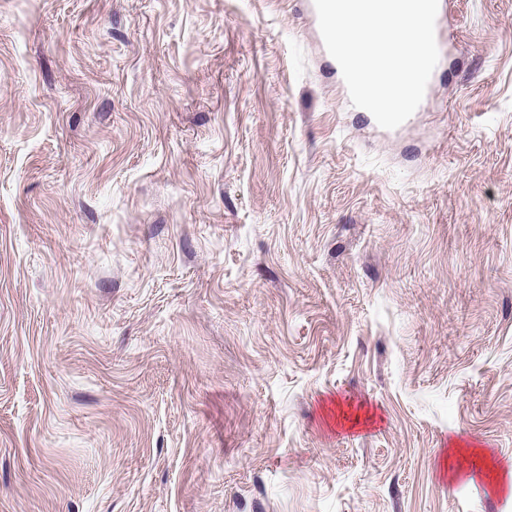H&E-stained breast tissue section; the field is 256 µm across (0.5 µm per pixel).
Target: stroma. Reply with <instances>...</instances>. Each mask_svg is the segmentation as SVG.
I'll return each mask as SVG.
<instances>
[{
    "label": "stroma",
    "instance_id": "obj_1",
    "mask_svg": "<svg viewBox=\"0 0 512 512\" xmlns=\"http://www.w3.org/2000/svg\"><path fill=\"white\" fill-rule=\"evenodd\" d=\"M354 107L303 0H0V512H512V0Z\"/></svg>",
    "mask_w": 512,
    "mask_h": 512
}]
</instances>
